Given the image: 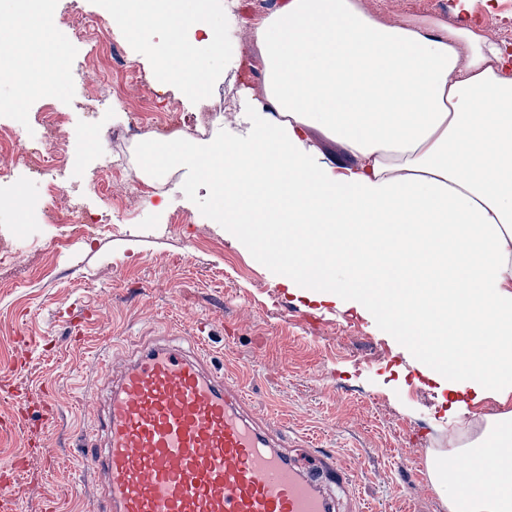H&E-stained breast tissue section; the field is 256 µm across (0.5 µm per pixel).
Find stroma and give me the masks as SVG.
Instances as JSON below:
<instances>
[{
    "mask_svg": "<svg viewBox=\"0 0 512 512\" xmlns=\"http://www.w3.org/2000/svg\"><path fill=\"white\" fill-rule=\"evenodd\" d=\"M360 9L394 26L455 25L448 0H356ZM474 33L498 41L512 29V0H468ZM281 0H216L224 50L206 57L219 72L208 102L223 103L224 118L210 135L231 138L245 126L249 100L265 91V66L251 29ZM66 0L51 18L64 45L66 78L53 92L69 123L57 133L89 164L100 162L104 131L112 155L123 159L127 181L148 184L128 199L129 213L85 240L80 229L49 221L42 193L26 173L10 182L29 201L25 209L0 206V227L14 225L11 261L0 263V388L45 386L57 403L45 439L53 450L34 452L15 429L0 436V466L24 458L15 494L0 512H97L100 486L92 472H78L85 428L95 418L91 396L107 383L94 356L101 341L113 354L143 343L193 335L207 323L206 361L231 370L251 390L257 413H275L290 444L334 449L352 474L357 494L372 512H448L428 475L427 461L479 436L493 415L512 411V400L486 399L468 414L449 417L451 400L437 378L420 382L419 359L407 341L369 312L315 301L286 287L244 240L226 234L214 217L215 197L184 167L145 173L146 144L200 140L205 103L186 96L178 82L160 84L151 51L169 45L165 30L143 47L124 26L112 36L124 45L138 77L98 85L99 100L81 101L73 78L83 74L88 46L71 44L61 24ZM121 95L128 111L105 110L101 100ZM159 100L173 129L124 137L128 112Z\"/></svg>",
    "mask_w": 512,
    "mask_h": 512,
    "instance_id": "1",
    "label": "stroma"
}]
</instances>
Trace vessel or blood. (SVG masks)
I'll list each match as a JSON object with an SVG mask.
<instances>
[{
	"instance_id": "obj_1",
	"label": "vessel or blood",
	"mask_w": 512,
	"mask_h": 512,
	"mask_svg": "<svg viewBox=\"0 0 512 512\" xmlns=\"http://www.w3.org/2000/svg\"><path fill=\"white\" fill-rule=\"evenodd\" d=\"M204 359L194 339L144 347L118 368L103 354L106 409L85 435V459L105 477L98 512H341L343 497L366 512L335 454L284 452V435Z\"/></svg>"
}]
</instances>
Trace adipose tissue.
<instances>
[{
    "label": "adipose tissue",
    "mask_w": 512,
    "mask_h": 512,
    "mask_svg": "<svg viewBox=\"0 0 512 512\" xmlns=\"http://www.w3.org/2000/svg\"><path fill=\"white\" fill-rule=\"evenodd\" d=\"M136 38L167 28L163 80L198 96L214 80L205 53L222 51L200 0H121ZM9 50L33 30L42 81L62 84L51 20L25 0ZM266 90L237 137L178 144L180 162L212 187L226 233L259 247L290 288L375 315L456 393L512 399V53L457 25L390 26L355 0H285L253 25ZM356 159L338 171L309 128ZM340 265L353 276L336 275ZM491 464L465 497L447 455L427 463L450 512H512V412L467 446Z\"/></svg>",
    "instance_id": "obj_1"
}]
</instances>
